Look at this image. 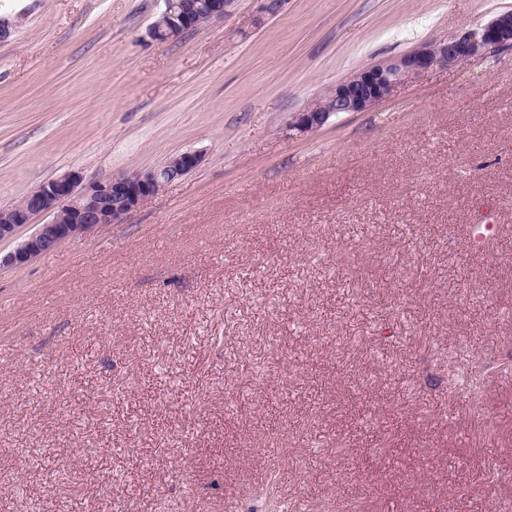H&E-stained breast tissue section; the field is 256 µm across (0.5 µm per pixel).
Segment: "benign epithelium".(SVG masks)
I'll return each mask as SVG.
<instances>
[{
  "label": "benign epithelium",
  "instance_id": "obj_1",
  "mask_svg": "<svg viewBox=\"0 0 512 512\" xmlns=\"http://www.w3.org/2000/svg\"><path fill=\"white\" fill-rule=\"evenodd\" d=\"M163 2L158 25L149 31L150 37L159 42L179 40L212 20L226 17L233 7L231 0L221 6L208 0ZM287 2L260 0L256 24L278 14ZM511 48L512 10H508L484 25L353 73L329 88L319 102L294 113L288 120V130L312 132L340 112H364L375 107L398 85L419 78L435 66H456L481 58L490 50ZM200 160L196 152H183L151 170L120 172L86 184L80 172L70 170L40 184L22 201L0 207V242L14 238L35 218L50 217L14 250L0 256V267L24 266L73 237L122 221L165 185L192 171Z\"/></svg>",
  "mask_w": 512,
  "mask_h": 512
}]
</instances>
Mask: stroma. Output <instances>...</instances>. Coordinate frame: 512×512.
I'll use <instances>...</instances> for the list:
<instances>
[{
	"label": "stroma",
	"mask_w": 512,
	"mask_h": 512,
	"mask_svg": "<svg viewBox=\"0 0 512 512\" xmlns=\"http://www.w3.org/2000/svg\"><path fill=\"white\" fill-rule=\"evenodd\" d=\"M162 8L0 0V206L201 155L0 268V512H507L512 49L287 124L512 0H236L158 43Z\"/></svg>",
	"instance_id": "35a3bbf8"
}]
</instances>
